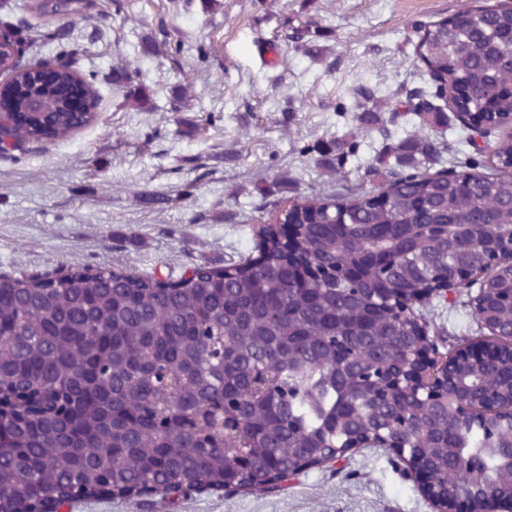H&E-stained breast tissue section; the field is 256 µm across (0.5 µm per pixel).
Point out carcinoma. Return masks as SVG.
<instances>
[{"label":"carcinoma","mask_w":512,"mask_h":512,"mask_svg":"<svg viewBox=\"0 0 512 512\" xmlns=\"http://www.w3.org/2000/svg\"><path fill=\"white\" fill-rule=\"evenodd\" d=\"M415 53L446 106L410 90L393 110L468 132L512 129V10L466 9L423 30ZM37 68L0 90L21 142L89 126ZM491 172L410 171L428 143L385 146L386 184L279 201L249 261L162 281L110 269L0 275V512L71 500L267 491L346 458L355 441L406 450L440 512L512 502V132ZM353 148L332 144L327 162ZM480 275L473 313L500 340L456 350L428 397L398 385L422 316L402 301Z\"/></svg>","instance_id":"carcinoma-1"}]
</instances>
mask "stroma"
Here are the masks:
<instances>
[{
  "instance_id": "1",
  "label": "stroma",
  "mask_w": 512,
  "mask_h": 512,
  "mask_svg": "<svg viewBox=\"0 0 512 512\" xmlns=\"http://www.w3.org/2000/svg\"><path fill=\"white\" fill-rule=\"evenodd\" d=\"M491 0H72L53 17L91 86L96 119L64 140L0 155V274L107 268L178 279L256 254L261 205L335 191L323 143L356 152L349 187L367 192L383 146L355 120L370 89L393 140L435 142L418 169H487L456 120L428 127L392 112L395 93L430 87L418 31ZM430 313L449 341L481 335L467 301ZM78 512H432L384 451L313 468L282 488L181 499H78Z\"/></svg>"
}]
</instances>
